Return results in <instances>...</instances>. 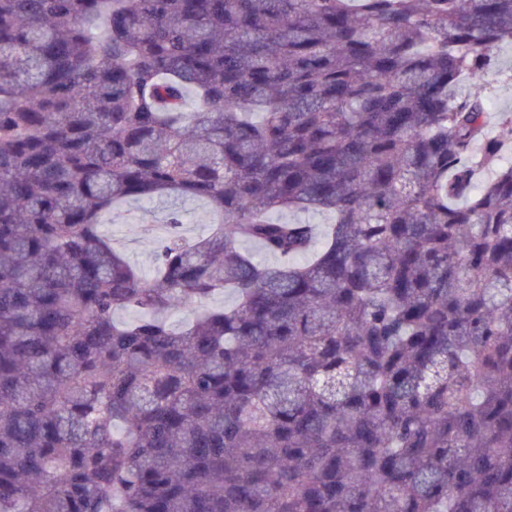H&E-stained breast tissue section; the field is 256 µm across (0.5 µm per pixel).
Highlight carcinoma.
I'll return each instance as SVG.
<instances>
[{"label":"carcinoma","mask_w":512,"mask_h":512,"mask_svg":"<svg viewBox=\"0 0 512 512\" xmlns=\"http://www.w3.org/2000/svg\"><path fill=\"white\" fill-rule=\"evenodd\" d=\"M504 43L512 0H0V512H512ZM165 196L220 221L146 275L101 227ZM496 67L477 77L472 85L483 95L493 99V123L498 121L497 112H512V47L502 44L496 50Z\"/></svg>","instance_id":"carcinoma-1"}]
</instances>
